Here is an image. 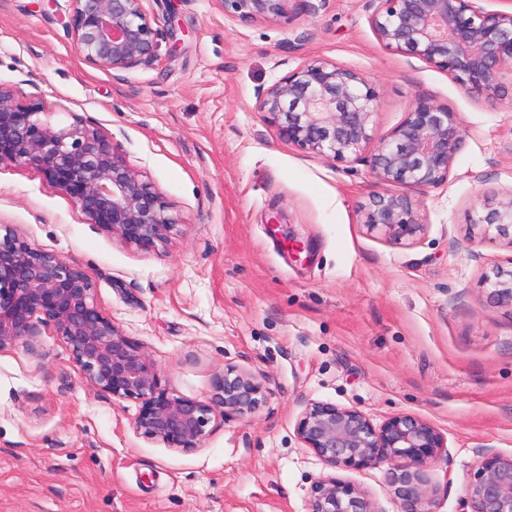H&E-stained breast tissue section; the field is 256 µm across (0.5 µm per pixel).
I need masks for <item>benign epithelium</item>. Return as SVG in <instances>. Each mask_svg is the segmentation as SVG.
I'll return each mask as SVG.
<instances>
[{"label":"benign epithelium","mask_w":512,"mask_h":512,"mask_svg":"<svg viewBox=\"0 0 512 512\" xmlns=\"http://www.w3.org/2000/svg\"><path fill=\"white\" fill-rule=\"evenodd\" d=\"M71 2V35L99 69L151 63L159 41L174 37L147 13L145 0ZM218 2L240 21L288 19V0ZM370 2V24L383 46L445 71L469 97H493L503 71L512 69V11L487 10L478 0ZM256 99L279 139L336 161L364 162L376 184L401 189L374 193L362 217L368 232L396 244L423 230L412 193L447 182L466 144L458 113L422 98L410 102L397 127L374 139L377 91L363 75L327 61L303 64L259 89ZM40 113L39 104H24L0 86V164L39 170L93 223L128 245L150 249L168 239L176 226L169 203L127 164L111 136L81 119L56 129ZM470 224L492 227L512 245V193L481 195ZM485 284L492 299L512 305V268H496ZM40 323L62 336L87 382L115 400L140 401L134 427L145 438L175 450L204 444L213 405L162 386L161 371L142 347L98 308L82 269L7 233L0 236V352L34 340ZM222 392V416L245 419L267 390L254 374L228 369ZM296 433L329 468L386 467L398 512H435L432 467L447 454V440L429 421L399 413L376 423L358 409L313 402ZM464 504L469 512H512V455L482 450ZM308 512L378 510L366 491L326 474L311 485Z\"/></svg>","instance_id":"7a95c632"}]
</instances>
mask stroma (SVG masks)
I'll return each instance as SVG.
<instances>
[{
  "instance_id": "obj_1",
  "label": "stroma",
  "mask_w": 512,
  "mask_h": 512,
  "mask_svg": "<svg viewBox=\"0 0 512 512\" xmlns=\"http://www.w3.org/2000/svg\"><path fill=\"white\" fill-rule=\"evenodd\" d=\"M144 6L175 36L154 64L112 72L78 52L70 0H0V85L53 127L79 118L111 135L176 230L151 250L127 245L38 170L4 163L0 234L83 269L170 393L218 404L233 367L265 377L267 399L172 450L136 431L138 401L87 383L40 324L0 353V512H307L328 471L296 434L312 402L430 421L447 440L435 512H463L480 450L512 454V306L483 283L512 265V244L469 223L478 193L512 192V74L494 101L466 96L384 47L368 0H290L281 22L240 21L217 0ZM313 60L372 82L376 134L418 97L458 113L466 146L445 184L414 194L412 240L363 226L368 166L288 144L257 112L258 88ZM337 475L397 512L384 468Z\"/></svg>"
}]
</instances>
